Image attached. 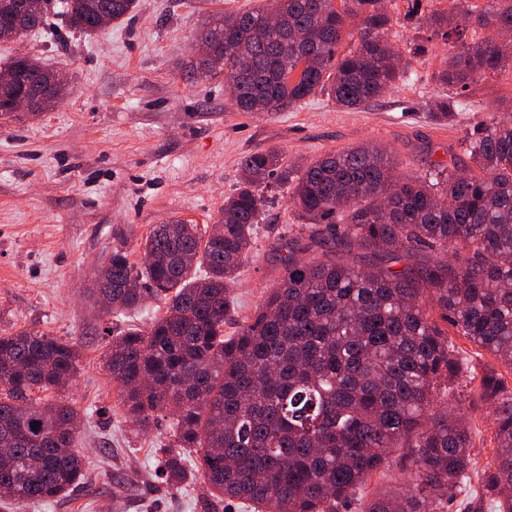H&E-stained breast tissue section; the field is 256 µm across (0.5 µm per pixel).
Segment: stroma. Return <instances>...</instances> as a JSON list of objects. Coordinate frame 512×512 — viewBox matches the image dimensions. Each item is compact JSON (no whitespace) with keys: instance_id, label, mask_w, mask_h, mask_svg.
Returning <instances> with one entry per match:
<instances>
[{"instance_id":"stroma-1","label":"stroma","mask_w":512,"mask_h":512,"mask_svg":"<svg viewBox=\"0 0 512 512\" xmlns=\"http://www.w3.org/2000/svg\"><path fill=\"white\" fill-rule=\"evenodd\" d=\"M273 0H139L134 15L103 33H74L52 0L44 30L0 41V65L17 55L38 59L66 80L49 110L0 119V335L35 328L81 344L80 366L63 395L81 416L78 447L86 479L69 494L25 505L21 512H251L238 502L211 507L202 484L169 487L159 474L170 423L146 430L117 403V385L101 363L106 343L130 324L148 323L165 307L107 315L86 296L113 249L143 263L141 243L171 218L216 223L233 191L239 163L254 151L314 159L361 143L397 156L399 174L422 176L450 160L470 125L512 117V70L471 85L466 108L440 124L418 111L420 98L443 91L432 79L449 45L434 37L431 13L448 0H390L394 46L427 41L407 79L375 105L344 110L325 95L283 112H243L224 75L187 78L205 22L233 12L269 9ZM294 209L287 193L264 206L232 290L239 320L252 317L284 272L285 236ZM473 435L478 468L493 459L490 413L474 387L450 394ZM410 467L394 449L340 512H361L381 490L400 486Z\"/></svg>"}]
</instances>
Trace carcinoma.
<instances>
[{
	"instance_id": "1",
	"label": "carcinoma",
	"mask_w": 512,
	"mask_h": 512,
	"mask_svg": "<svg viewBox=\"0 0 512 512\" xmlns=\"http://www.w3.org/2000/svg\"><path fill=\"white\" fill-rule=\"evenodd\" d=\"M430 16L443 39L460 34L457 16L492 34L460 43L434 79L452 94L418 108L452 121L457 97L506 65L499 36L512 33V0H451ZM138 0H61L70 26L101 33L137 10ZM357 43L339 53L349 20ZM25 0H0V24L39 28ZM383 0H279L275 15L245 11L206 26L196 41L215 52L195 64L224 72L243 112H283L325 93L343 109L388 94L426 52L394 49ZM17 82L0 88V117L19 93L42 112L56 72L29 56L6 66ZM463 168L432 164L423 177L396 174L383 149L359 144L305 163L276 149L246 154L218 223L202 234L174 218L155 226L138 266L122 249L93 273L89 297L105 295L122 313L153 297L166 314L130 328L104 353L125 413L146 429L172 417L162 475L178 487L192 477L213 502L242 500L252 512H336L337 505L410 449L400 491L385 490L362 512H445L465 493L472 463L469 426L437 409L442 388L479 381L494 406L493 466L476 495L491 512H512V387L494 371L477 376L449 333L512 370V122L480 121L461 140ZM287 190L296 223L277 286L253 316L235 321L230 290L261 220L265 198ZM423 252L422 263H406ZM457 262H448V253ZM138 282L129 288L127 283ZM77 343L20 329L0 336V502L22 507L68 493L86 478L76 448L78 410L56 392L76 374ZM36 428H31V425ZM196 454L187 466L183 451Z\"/></svg>"
}]
</instances>
